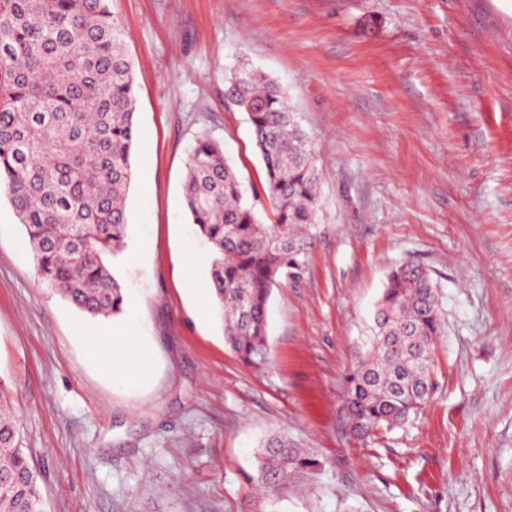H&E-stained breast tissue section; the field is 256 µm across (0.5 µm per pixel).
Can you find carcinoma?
Here are the masks:
<instances>
[{
	"mask_svg": "<svg viewBox=\"0 0 512 512\" xmlns=\"http://www.w3.org/2000/svg\"><path fill=\"white\" fill-rule=\"evenodd\" d=\"M228 93L252 127L264 181L246 194L223 144L196 140L184 195L209 246L212 298L224 342L245 365L270 355L268 305L284 275L305 266L319 224L309 135L287 91L240 69ZM136 97L120 24L107 0H0V188L23 224L40 284L92 318L124 303L112 263L128 237ZM267 204L274 220L259 217ZM376 332L356 355L344 399L352 430L367 436L423 407L435 389L443 321L436 282L412 263L387 275ZM20 420L0 378V512H38V472L19 445ZM316 460L272 436L259 481L270 492L298 483Z\"/></svg>",
	"mask_w": 512,
	"mask_h": 512,
	"instance_id": "1",
	"label": "carcinoma"
}]
</instances>
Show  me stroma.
<instances>
[{
    "label": "stroma",
    "mask_w": 512,
    "mask_h": 512,
    "mask_svg": "<svg viewBox=\"0 0 512 512\" xmlns=\"http://www.w3.org/2000/svg\"><path fill=\"white\" fill-rule=\"evenodd\" d=\"M133 66L137 140L122 314L42 287L0 191V377L47 512H512V9L503 0H109ZM288 92L319 169L321 233L274 288L272 362L226 347L183 182L210 136L263 179L240 66ZM438 286L432 400L356 438L343 404L390 267ZM134 333L142 369L112 346ZM317 464L258 490L266 436Z\"/></svg>",
    "instance_id": "35a3bbf8"
}]
</instances>
